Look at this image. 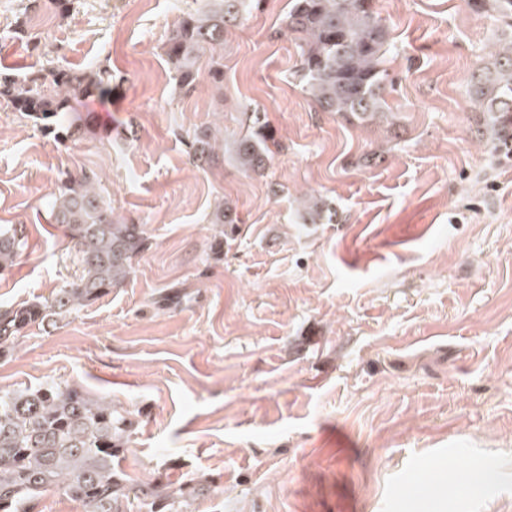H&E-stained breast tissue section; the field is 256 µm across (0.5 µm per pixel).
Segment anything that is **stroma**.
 <instances>
[{"mask_svg":"<svg viewBox=\"0 0 512 512\" xmlns=\"http://www.w3.org/2000/svg\"><path fill=\"white\" fill-rule=\"evenodd\" d=\"M374 5L393 89L387 120L357 125L295 79L288 0L228 27L222 87L189 96L163 46L195 0H0L1 72L116 79L76 103L75 143L0 107V224L27 235L0 302L78 272L49 221L60 172L102 175L148 236L122 287L0 357V391L74 383L129 411L116 467L167 491L203 481L185 512H512V150L469 94L507 27L468 0ZM248 110L279 143L262 173L232 158ZM201 132L220 149L204 168ZM220 201L231 224L211 221ZM490 463L492 484L463 485ZM214 155L215 146L210 143L207 135L193 137L190 144V158L193 164L204 167L214 160Z\"/></svg>","mask_w":512,"mask_h":512,"instance_id":"obj_1","label":"stroma"}]
</instances>
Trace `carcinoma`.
I'll return each instance as SVG.
<instances>
[{
    "label": "carcinoma",
    "instance_id": "1",
    "mask_svg": "<svg viewBox=\"0 0 512 512\" xmlns=\"http://www.w3.org/2000/svg\"><path fill=\"white\" fill-rule=\"evenodd\" d=\"M252 0H200L183 15L164 45L178 89L193 91L201 79L200 60L209 56L210 77H224V30L235 24ZM476 11H493L512 21V0H469ZM283 25L300 48L296 72L315 105L350 122L386 117L392 87L384 55L389 33L373 0H292ZM112 70L94 65L80 72L41 67L19 77L0 74V105L54 133L61 142L80 140L81 127L67 120L78 98L112 93ZM470 95L480 120L491 130L494 147L512 144V38L499 44L492 62L471 75ZM234 146L244 172L261 173L273 148V133L259 123ZM208 136L190 144L193 164L214 160ZM325 202L309 197L307 219L321 218ZM51 223L60 224L73 243L81 268L74 280L48 297L0 306V356L10 354L31 328L57 319L109 294L129 276L132 260L147 246L143 225L115 216L93 170L62 173L51 201ZM25 244L22 228L0 226V276L16 263ZM134 429L112 402L89 397L77 384L45 383L34 389L0 392V512H37L44 494L58 492L81 512H120L121 502L137 499L155 512H183L182 503L202 486L187 483L179 492L147 488L126 479L112 465Z\"/></svg>",
    "mask_w": 512,
    "mask_h": 512
}]
</instances>
